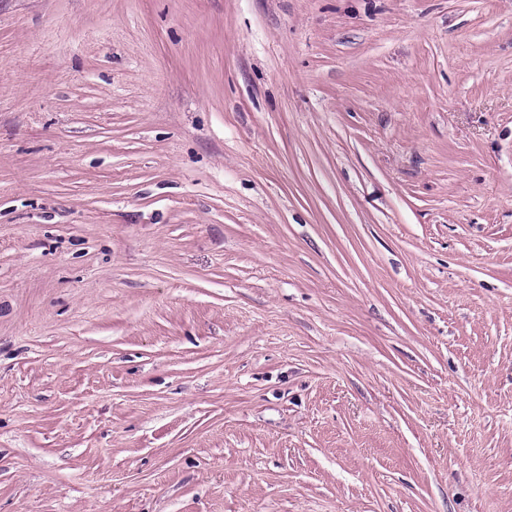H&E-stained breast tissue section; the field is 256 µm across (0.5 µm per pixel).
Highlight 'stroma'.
Instances as JSON below:
<instances>
[{
    "label": "stroma",
    "instance_id": "obj_1",
    "mask_svg": "<svg viewBox=\"0 0 512 512\" xmlns=\"http://www.w3.org/2000/svg\"><path fill=\"white\" fill-rule=\"evenodd\" d=\"M0 512H512V0H0Z\"/></svg>",
    "mask_w": 512,
    "mask_h": 512
}]
</instances>
